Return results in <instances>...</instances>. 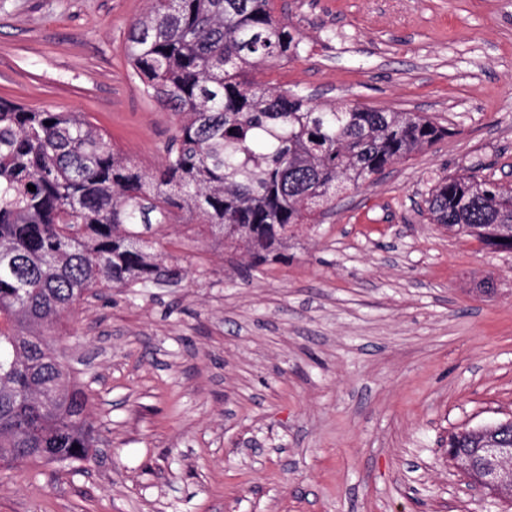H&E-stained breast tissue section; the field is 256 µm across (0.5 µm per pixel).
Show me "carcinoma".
I'll return each mask as SVG.
<instances>
[{
	"label": "carcinoma",
	"instance_id": "carcinoma-1",
	"mask_svg": "<svg viewBox=\"0 0 512 512\" xmlns=\"http://www.w3.org/2000/svg\"><path fill=\"white\" fill-rule=\"evenodd\" d=\"M124 50L143 91L181 123L155 167L132 162L82 112L0 98V465L89 463V396L49 336L85 297L179 281L140 224H195L250 273L336 196L448 135L419 112L317 105L258 82L303 50L273 0H148ZM34 185L35 190L28 189ZM432 224L512 250V186L439 177ZM512 447V422L490 436Z\"/></svg>",
	"mask_w": 512,
	"mask_h": 512
}]
</instances>
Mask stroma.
<instances>
[{
	"label": "stroma",
	"instance_id": "1",
	"mask_svg": "<svg viewBox=\"0 0 512 512\" xmlns=\"http://www.w3.org/2000/svg\"><path fill=\"white\" fill-rule=\"evenodd\" d=\"M146 0H0V96L82 112L152 166L180 124L123 51ZM303 38L265 83L420 112L447 136L337 197L250 277L178 224L192 272L72 310L55 347L91 397L90 463L0 467V512H501L444 456L512 418V252L428 223L435 179L512 184V0H275Z\"/></svg>",
	"mask_w": 512,
	"mask_h": 512
}]
</instances>
